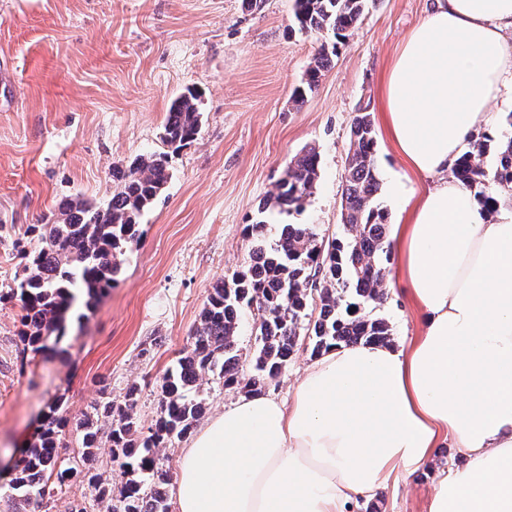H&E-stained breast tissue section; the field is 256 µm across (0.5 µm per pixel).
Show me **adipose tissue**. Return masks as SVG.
I'll return each instance as SVG.
<instances>
[{
    "mask_svg": "<svg viewBox=\"0 0 512 512\" xmlns=\"http://www.w3.org/2000/svg\"><path fill=\"white\" fill-rule=\"evenodd\" d=\"M510 33L512 0H434L381 85L387 137L429 182L394 241L418 339L324 351L292 405H226L183 451L174 512H347L448 439L463 463L428 512H512V210L450 171L512 79Z\"/></svg>",
    "mask_w": 512,
    "mask_h": 512,
    "instance_id": "1",
    "label": "adipose tissue"
}]
</instances>
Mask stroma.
<instances>
[{
  "label": "stroma",
  "mask_w": 512,
  "mask_h": 512,
  "mask_svg": "<svg viewBox=\"0 0 512 512\" xmlns=\"http://www.w3.org/2000/svg\"><path fill=\"white\" fill-rule=\"evenodd\" d=\"M431 0H374L331 69L302 106L290 100L320 45L288 31L292 0H0V462L31 440L38 419L63 399L69 423L59 454L82 452L80 423L101 392L121 400L138 385L142 428L160 412L166 371L190 343L212 287L248 257L244 227L284 223L339 235L352 119L367 108L376 129L380 191L388 224L404 220L393 181L426 183L397 156L381 129L380 87L399 44ZM200 94L203 126L177 151L163 142L171 101ZM321 156L320 178L301 212L259 213L302 149ZM167 152L172 178L140 219L142 238L121 256L109 293L85 311L69 345L33 352L19 331L20 304L5 297L23 275L19 252L37 246L31 225L81 196L106 202L138 156ZM387 299L373 314L394 342L421 334V313L398 267L387 265ZM217 374L195 392L197 425L236 399ZM459 463L452 444L433 466L390 480L352 512H428L434 484Z\"/></svg>",
  "instance_id": "35a3bbf8"
}]
</instances>
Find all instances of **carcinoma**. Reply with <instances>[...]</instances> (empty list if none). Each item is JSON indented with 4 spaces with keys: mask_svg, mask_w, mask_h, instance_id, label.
<instances>
[{
    "mask_svg": "<svg viewBox=\"0 0 512 512\" xmlns=\"http://www.w3.org/2000/svg\"><path fill=\"white\" fill-rule=\"evenodd\" d=\"M371 0H293L290 31L318 36L332 35V46H320L302 85L291 100L303 104L331 67L337 45L369 8ZM202 112L199 94L188 89L170 104L163 141L180 149L200 133ZM492 139L486 135L472 150L460 156L453 174L478 196L488 191L512 192V135L498 144V163L484 166L482 157ZM321 157L314 148L303 150L288 164L276 192L260 204L258 212L275 208L281 213L298 212L316 189ZM168 155L153 153L135 159L110 199L97 204L84 198L69 199L42 224H33L39 246L22 251L23 276L7 296L21 304L20 336L34 352L62 342L66 320L78 303L92 307L117 281L118 256L140 242L139 219L171 180ZM380 189L376 139L371 115L357 110L351 124L346 155L345 189L341 211V234L329 242L318 238L310 224H285L279 238L267 243L266 222L246 225L250 242L248 260L230 277L214 286L200 313L192 341L178 360L176 371L164 378L160 413L143 434L135 408L137 387H130L120 401L92 406L81 424L84 451L80 459L64 464L57 448L68 419L60 415L61 403L49 407L40 430L15 468L10 485L15 491L13 512H35L55 491L72 478L91 489L93 504L78 505L72 512H91L103 504L107 512H168L170 482L156 449L173 437L190 433L202 413V403L189 398L199 376L219 371L224 386L245 393H260L275 379L294 355L299 325L308 320L311 356L332 346L364 343L388 344V322L371 315L387 298V214L376 204ZM258 311L255 336L258 346L252 363L255 373L242 374V356L237 336L242 312ZM107 431L112 464L131 475L112 489V477L90 473L94 449L102 431Z\"/></svg>",
    "mask_w": 512,
    "mask_h": 512,
    "instance_id": "obj_1",
    "label": "carcinoma"
}]
</instances>
